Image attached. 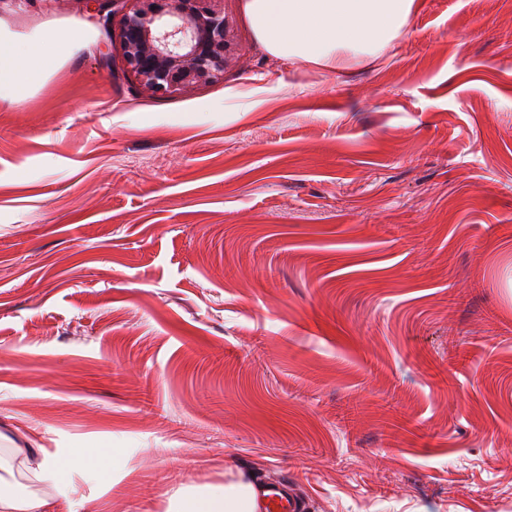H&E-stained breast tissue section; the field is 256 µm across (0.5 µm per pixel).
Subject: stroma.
Listing matches in <instances>:
<instances>
[{
	"label": "stroma",
	"mask_w": 512,
	"mask_h": 512,
	"mask_svg": "<svg viewBox=\"0 0 512 512\" xmlns=\"http://www.w3.org/2000/svg\"><path fill=\"white\" fill-rule=\"evenodd\" d=\"M153 97L82 38L0 102V423L48 512H164L272 471L306 512H512V0H414L380 56ZM90 449L84 466L70 451ZM25 450L35 460L34 478L46 486H55L61 471L55 455L48 454L42 447L25 448Z\"/></svg>",
	"instance_id": "1"
}]
</instances>
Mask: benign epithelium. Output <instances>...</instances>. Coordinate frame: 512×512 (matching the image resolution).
Listing matches in <instances>:
<instances>
[{
	"instance_id": "obj_1",
	"label": "benign epithelium",
	"mask_w": 512,
	"mask_h": 512,
	"mask_svg": "<svg viewBox=\"0 0 512 512\" xmlns=\"http://www.w3.org/2000/svg\"><path fill=\"white\" fill-rule=\"evenodd\" d=\"M223 0H86L104 28L121 13L119 42L128 76L150 95L188 94L224 80L242 56Z\"/></svg>"
}]
</instances>
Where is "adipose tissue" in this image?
<instances>
[{"mask_svg":"<svg viewBox=\"0 0 512 512\" xmlns=\"http://www.w3.org/2000/svg\"><path fill=\"white\" fill-rule=\"evenodd\" d=\"M413 0H244L257 39L276 57L341 66L346 55H375L406 26ZM70 42L52 31L18 38L0 34V101H22L68 55ZM262 491L237 477L190 483L166 512H259Z\"/></svg>","mask_w":512,"mask_h":512,"instance_id":"adipose-tissue-1","label":"adipose tissue"}]
</instances>
